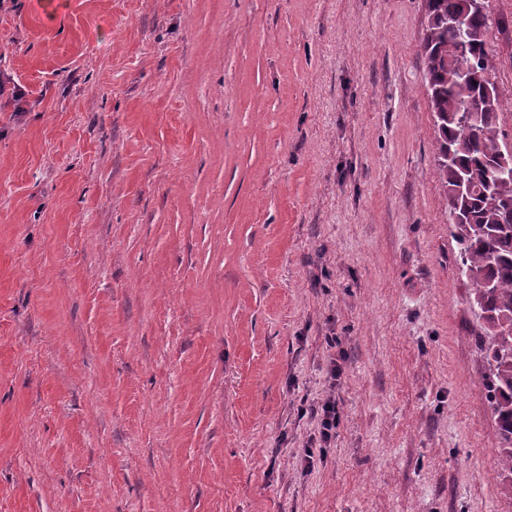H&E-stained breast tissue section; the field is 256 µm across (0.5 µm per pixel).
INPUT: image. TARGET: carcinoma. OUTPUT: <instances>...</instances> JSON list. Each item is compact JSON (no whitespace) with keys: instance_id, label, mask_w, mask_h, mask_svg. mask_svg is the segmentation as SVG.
<instances>
[{"instance_id":"1","label":"carcinoma","mask_w":512,"mask_h":512,"mask_svg":"<svg viewBox=\"0 0 512 512\" xmlns=\"http://www.w3.org/2000/svg\"><path fill=\"white\" fill-rule=\"evenodd\" d=\"M424 2L420 53L438 126L435 176L448 198L458 270L480 311L479 385L499 427L502 489L512 496V177L496 173L507 135L499 123L495 63L483 39L491 18L471 15L467 55L453 61L448 47L460 33L448 18L461 12L464 0Z\"/></svg>"}]
</instances>
